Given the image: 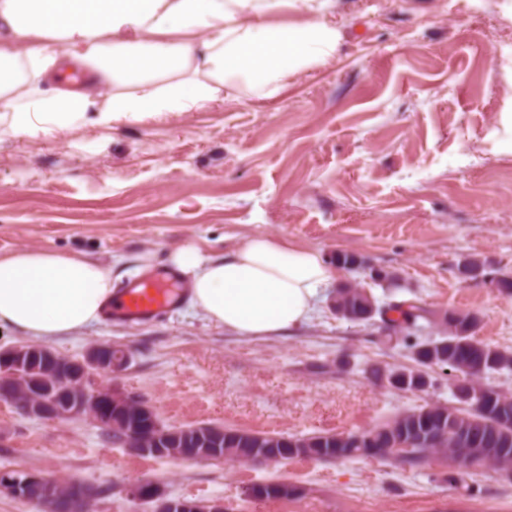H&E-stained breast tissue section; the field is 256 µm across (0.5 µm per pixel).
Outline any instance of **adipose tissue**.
<instances>
[{
    "instance_id": "adipose-tissue-1",
    "label": "adipose tissue",
    "mask_w": 512,
    "mask_h": 512,
    "mask_svg": "<svg viewBox=\"0 0 512 512\" xmlns=\"http://www.w3.org/2000/svg\"><path fill=\"white\" fill-rule=\"evenodd\" d=\"M276 20L288 0H0V139L60 138L164 113L198 112L246 90L271 99L336 54L341 32L318 0ZM192 305L245 338L307 322L336 278L320 250L255 234L221 258L170 250ZM112 268L81 252L0 253V329L48 342L98 322Z\"/></svg>"
}]
</instances>
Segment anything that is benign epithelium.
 <instances>
[{
    "instance_id": "benign-epithelium-1",
    "label": "benign epithelium",
    "mask_w": 512,
    "mask_h": 512,
    "mask_svg": "<svg viewBox=\"0 0 512 512\" xmlns=\"http://www.w3.org/2000/svg\"><path fill=\"white\" fill-rule=\"evenodd\" d=\"M127 362L114 352L110 344L92 346L83 359L61 357L46 347L20 345L0 351V385L6 386L19 377L27 384L25 395L19 399L1 398L22 414L39 419L61 420L87 415L99 426L123 432L126 448L138 455L171 456L178 459H220V449H203V454L190 455L178 448V439L202 437V433L224 435V428L196 426L184 429L183 434L161 433L162 427L152 406L139 400L135 417L125 407L128 395L118 393L97 383L96 376L112 373ZM273 450L253 456L250 462L266 464L271 456L288 457V449L302 448L300 438L279 436L270 443ZM61 478L29 470L0 472V492L26 499L35 490L41 495L45 512H88V502L95 497L93 489L83 483H71L66 500L56 492ZM130 494L154 503L153 512H226L224 503H201L187 499H169L150 482H140Z\"/></svg>"
}]
</instances>
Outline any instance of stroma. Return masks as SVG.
Here are the masks:
<instances>
[{
	"label": "stroma",
	"mask_w": 512,
	"mask_h": 512,
	"mask_svg": "<svg viewBox=\"0 0 512 512\" xmlns=\"http://www.w3.org/2000/svg\"><path fill=\"white\" fill-rule=\"evenodd\" d=\"M336 56L298 73L275 100L247 93L202 112L170 113L59 140H0V252L80 251L116 262L114 288L167 265L188 241L220 256L253 234L287 237L327 258L398 275V299L436 316H476L477 340L512 348V296L458 273L464 258L512 273V0H328ZM323 288L310 321L244 339L191 304L148 326L95 323L50 342L80 359L109 343L128 352L115 390L145 399L167 426L212 425L282 436L353 433L431 404L456 405L458 373L430 369L401 391L374 369L414 367L410 346L350 323ZM433 457L279 464L140 457L89 417L44 420L0 402V471L30 470L99 488L93 512H152L142 481L167 497L227 512H512V481L480 472L449 483ZM285 483V497L252 488Z\"/></svg>",
	"instance_id": "obj_1"
}]
</instances>
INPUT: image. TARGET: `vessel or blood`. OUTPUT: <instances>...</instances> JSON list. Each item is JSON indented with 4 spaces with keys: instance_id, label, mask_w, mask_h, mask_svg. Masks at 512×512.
<instances>
[{
    "instance_id": "vessel-or-blood-1",
    "label": "vessel or blood",
    "mask_w": 512,
    "mask_h": 512,
    "mask_svg": "<svg viewBox=\"0 0 512 512\" xmlns=\"http://www.w3.org/2000/svg\"><path fill=\"white\" fill-rule=\"evenodd\" d=\"M175 282V275L166 270L128 281L117 291L107 321L145 325L165 319L186 299L185 293L176 290Z\"/></svg>"
}]
</instances>
